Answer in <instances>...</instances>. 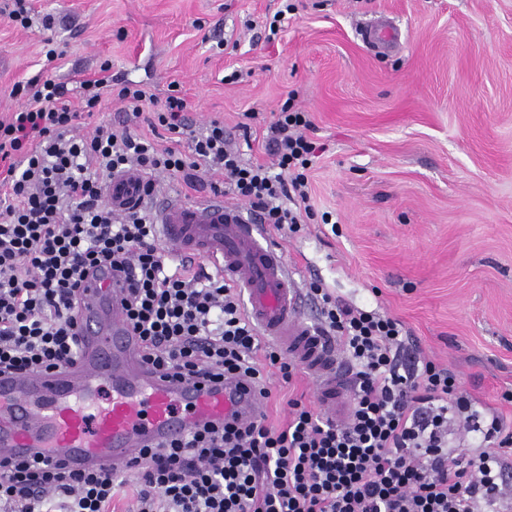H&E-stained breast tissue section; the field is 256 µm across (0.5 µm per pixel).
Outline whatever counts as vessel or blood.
I'll return each instance as SVG.
<instances>
[{
  "label": "vessel or blood",
  "instance_id": "obj_1",
  "mask_svg": "<svg viewBox=\"0 0 512 512\" xmlns=\"http://www.w3.org/2000/svg\"><path fill=\"white\" fill-rule=\"evenodd\" d=\"M143 176L114 174L107 200L114 215L143 206ZM164 243L178 256L202 260L246 291L247 313L309 373L320 408L345 419L350 390L332 375L324 341L304 313L296 271L239 207L218 196L194 201L160 194L152 199ZM121 286L103 268L88 281L80 317L76 365L36 375H0V460L49 457L72 470L123 467L158 439L193 426L259 412L261 399L246 381L173 382L140 357V342L124 320Z\"/></svg>",
  "mask_w": 512,
  "mask_h": 512
}]
</instances>
